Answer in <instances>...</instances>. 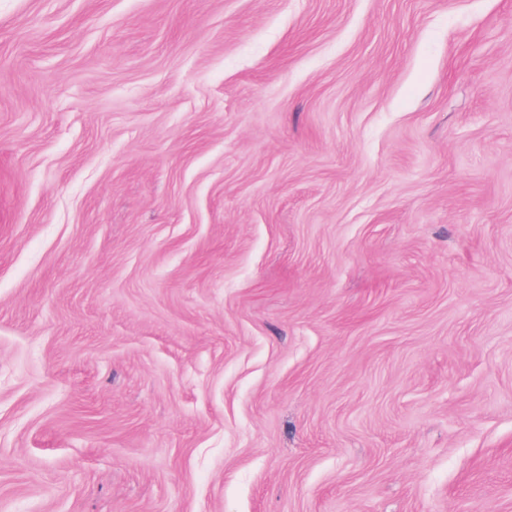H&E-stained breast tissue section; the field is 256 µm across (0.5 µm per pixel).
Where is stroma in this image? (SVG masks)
I'll return each mask as SVG.
<instances>
[{"label": "stroma", "instance_id": "obj_1", "mask_svg": "<svg viewBox=\"0 0 512 512\" xmlns=\"http://www.w3.org/2000/svg\"><path fill=\"white\" fill-rule=\"evenodd\" d=\"M0 512H512V0H0Z\"/></svg>", "mask_w": 512, "mask_h": 512}]
</instances>
